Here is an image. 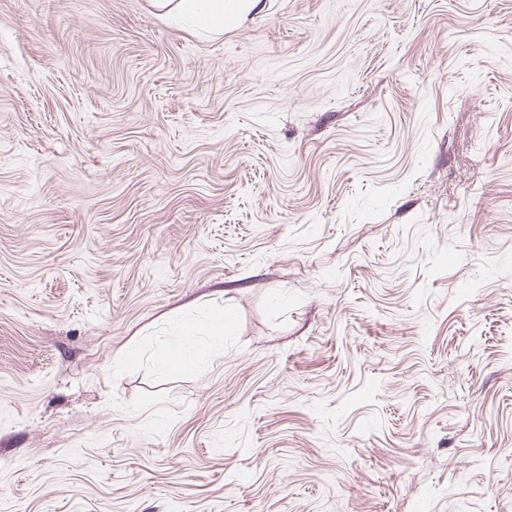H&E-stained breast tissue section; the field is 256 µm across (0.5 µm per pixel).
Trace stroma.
Instances as JSON below:
<instances>
[{"instance_id":"1","label":"stroma","mask_w":512,"mask_h":512,"mask_svg":"<svg viewBox=\"0 0 512 512\" xmlns=\"http://www.w3.org/2000/svg\"><path fill=\"white\" fill-rule=\"evenodd\" d=\"M0 512H512V0H0ZM234 2L226 0H178L179 12L199 24L219 26L224 24V11L232 8Z\"/></svg>"}]
</instances>
